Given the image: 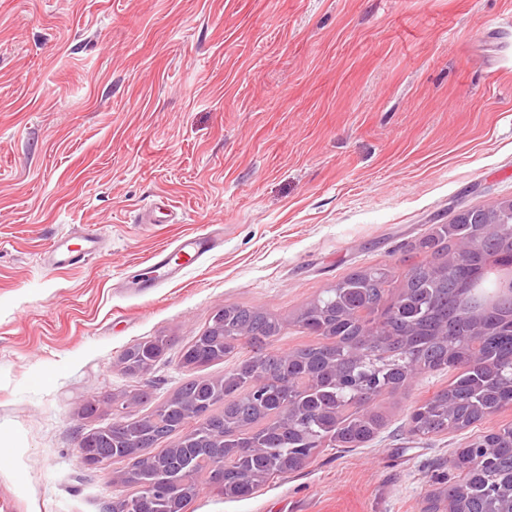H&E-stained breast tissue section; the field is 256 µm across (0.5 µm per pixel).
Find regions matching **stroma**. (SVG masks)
I'll return each instance as SVG.
<instances>
[{"mask_svg": "<svg viewBox=\"0 0 512 512\" xmlns=\"http://www.w3.org/2000/svg\"><path fill=\"white\" fill-rule=\"evenodd\" d=\"M512 199V0H0V512H105L124 461L80 438L187 378L181 351L227 304L295 319L367 267ZM222 243L150 287L189 233ZM95 256L67 266L50 248ZM169 347L132 375L129 346ZM455 379L383 394L359 448H325L252 496L191 512H446L468 432L417 436Z\"/></svg>", "mask_w": 512, "mask_h": 512, "instance_id": "1", "label": "stroma"}]
</instances>
